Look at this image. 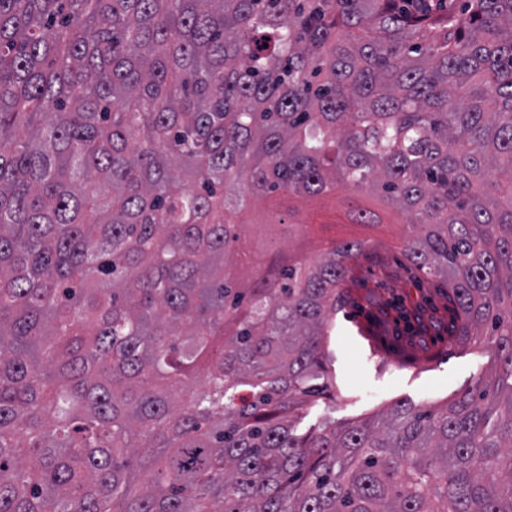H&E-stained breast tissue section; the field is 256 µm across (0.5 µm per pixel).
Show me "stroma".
Here are the masks:
<instances>
[{
	"mask_svg": "<svg viewBox=\"0 0 512 512\" xmlns=\"http://www.w3.org/2000/svg\"><path fill=\"white\" fill-rule=\"evenodd\" d=\"M355 203L372 209L377 223H352ZM304 209L316 211L313 223L275 229L284 251L313 260L335 243L364 244L350 263L345 304L326 339L336 422L372 418L399 400L441 406L489 371L484 348H449L447 283L405 260L403 243L414 230L402 217L359 192L316 200L283 192L259 200L252 217Z\"/></svg>",
	"mask_w": 512,
	"mask_h": 512,
	"instance_id": "stroma-1",
	"label": "stroma"
}]
</instances>
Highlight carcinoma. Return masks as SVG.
Returning a JSON list of instances; mask_svg holds the SVG:
<instances>
[{
    "label": "carcinoma",
    "instance_id": "1",
    "mask_svg": "<svg viewBox=\"0 0 512 512\" xmlns=\"http://www.w3.org/2000/svg\"><path fill=\"white\" fill-rule=\"evenodd\" d=\"M338 186L495 372L300 433L363 243L233 245ZM0 512H512V0H0Z\"/></svg>",
    "mask_w": 512,
    "mask_h": 512
}]
</instances>
